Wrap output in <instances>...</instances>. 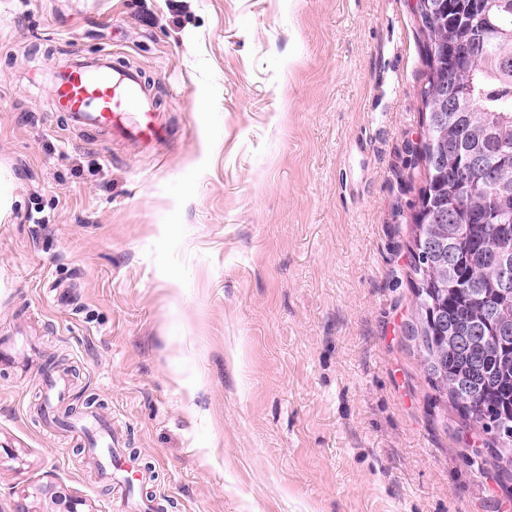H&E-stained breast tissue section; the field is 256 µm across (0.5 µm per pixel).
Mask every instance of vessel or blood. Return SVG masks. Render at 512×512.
I'll return each instance as SVG.
<instances>
[{
    "instance_id": "vessel-or-blood-1",
    "label": "vessel or blood",
    "mask_w": 512,
    "mask_h": 512,
    "mask_svg": "<svg viewBox=\"0 0 512 512\" xmlns=\"http://www.w3.org/2000/svg\"><path fill=\"white\" fill-rule=\"evenodd\" d=\"M41 89L69 131L99 132L108 141L129 144L144 154L168 140L167 115L160 112L142 72L115 64L111 53L71 52L50 60ZM78 429L103 455L110 476L123 489L152 483L153 470L120 449L118 438L98 413L87 411Z\"/></svg>"
}]
</instances>
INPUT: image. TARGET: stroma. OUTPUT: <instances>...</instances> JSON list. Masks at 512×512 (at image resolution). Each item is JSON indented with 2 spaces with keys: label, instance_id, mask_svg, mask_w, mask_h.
<instances>
[{
  "label": "stroma",
  "instance_id": "stroma-1",
  "mask_svg": "<svg viewBox=\"0 0 512 512\" xmlns=\"http://www.w3.org/2000/svg\"><path fill=\"white\" fill-rule=\"evenodd\" d=\"M416 0H0V512H130L74 435L87 401L170 512H512L484 436L401 326L423 168ZM112 51L171 137L136 155L64 130L27 87Z\"/></svg>",
  "mask_w": 512,
  "mask_h": 512
}]
</instances>
